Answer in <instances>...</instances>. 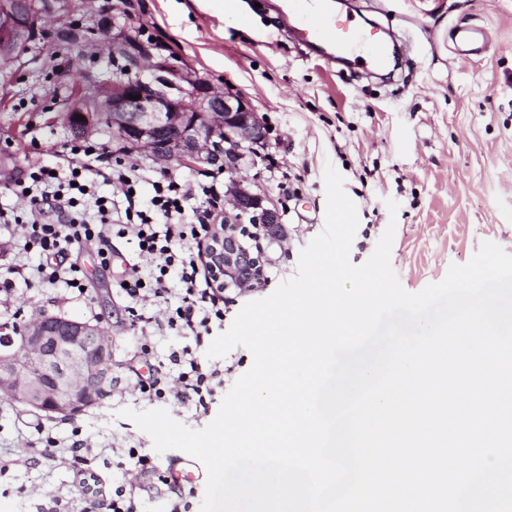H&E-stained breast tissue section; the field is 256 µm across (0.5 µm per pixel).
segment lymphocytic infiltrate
<instances>
[{
  "mask_svg": "<svg viewBox=\"0 0 512 512\" xmlns=\"http://www.w3.org/2000/svg\"><path fill=\"white\" fill-rule=\"evenodd\" d=\"M100 177L111 179L120 202L101 199L96 191ZM143 178L141 168L114 158L112 151L75 143L55 167L19 173L12 191L28 205L13 217L0 210V222L20 228L24 252L40 258L23 278L29 286L61 285L70 292L81 291L86 274L74 254L95 250L100 266L106 268L112 264L113 240L132 244L137 261L123 271L116 288L132 324L144 335L171 332L184 344L170 353V370L149 368L136 375L129 387L149 402L183 404L204 413L231 372L229 366L201 358L210 337L224 328V295L211 287L200 250L216 219L212 208L224 193V180L217 171L205 181L164 176L153 181V194L145 199L138 192ZM192 200L197 203L193 209L188 206ZM173 276L182 288L177 304L170 306L167 282ZM25 446L21 455L0 458V478L20 467L84 463L92 442L76 426L66 442L40 433L26 440ZM127 454L136 472L148 478V485H119L111 497L92 500L87 512H140L147 489L168 501V512H190L194 490L185 485L176 460L162 467L137 449H128Z\"/></svg>",
  "mask_w": 512,
  "mask_h": 512,
  "instance_id": "lymphocytic-infiltrate-1",
  "label": "lymphocytic infiltrate"
}]
</instances>
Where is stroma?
I'll return each instance as SVG.
<instances>
[{"mask_svg":"<svg viewBox=\"0 0 512 512\" xmlns=\"http://www.w3.org/2000/svg\"><path fill=\"white\" fill-rule=\"evenodd\" d=\"M74 2L87 24L105 17L142 28L160 54L179 55L216 89L245 97L268 127L265 147L246 156L239 174L274 201L289 246L268 249L263 286L225 294V323L294 275L301 249L324 227L329 164L343 175L358 211L351 262L364 263L395 223L391 265L408 292L441 281L483 242L512 254V0H353L349 12L360 26L380 24L411 46L384 77L312 56L276 21L275 6L287 0H240L238 14L225 0H112L106 11L103 0ZM457 25L485 28V52L456 56L448 31ZM112 73L100 42L54 53L35 42L18 59L0 63V209L24 208L9 189L20 170L55 164L57 152L76 140L119 150L106 123L79 137L66 119L76 88L104 84ZM390 199L399 204L397 214L388 212ZM115 247L120 259L107 270L93 251L80 254L89 280L83 295L17 282L13 307L0 309V324L35 312L97 322L112 344L116 375L131 378L135 332L113 281L133 247L122 240ZM225 362L232 372L208 412L172 404L174 419L201 429L215 418L226 387L250 368L252 355L238 347ZM148 406L126 391L81 414L49 417L0 398V456L20 455L21 436L35 427L63 439L78 426L91 436L88 467L97 475L86 482L69 466L17 470L0 482V512H32L51 494L64 496L68 512H85L113 484L135 480L136 472L112 451L132 447L150 455L153 443L116 412Z\"/></svg>","mask_w":512,"mask_h":512,"instance_id":"stroma-1","label":"stroma"}]
</instances>
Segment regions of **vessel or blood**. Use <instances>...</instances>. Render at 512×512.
Returning <instances> with one entry per match:
<instances>
[{
  "mask_svg": "<svg viewBox=\"0 0 512 512\" xmlns=\"http://www.w3.org/2000/svg\"><path fill=\"white\" fill-rule=\"evenodd\" d=\"M287 8L297 35L319 47L323 60L341 57L361 62L363 69L370 71L388 68L391 52L379 32L358 27L350 17L327 11L322 0H288ZM450 39L457 54L468 57L482 51L486 34L478 26L455 27Z\"/></svg>",
  "mask_w": 512,
  "mask_h": 512,
  "instance_id": "1",
  "label": "vessel or blood"
}]
</instances>
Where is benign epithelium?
Segmentation results:
<instances>
[{"mask_svg":"<svg viewBox=\"0 0 512 512\" xmlns=\"http://www.w3.org/2000/svg\"><path fill=\"white\" fill-rule=\"evenodd\" d=\"M29 27L12 0L0 3L1 59L15 55ZM110 50L112 60L126 65L124 74L112 77L100 107L85 102L86 91L76 92L69 125L85 131L92 112H102L128 153L144 152L163 167L174 161L224 166V222L210 225L203 262L214 288L256 287L267 258L264 246H244L247 225L271 244L281 237L275 203L237 176L240 149L264 143L256 112L239 94L215 89L174 55H155L152 44L122 27L112 33ZM221 136L224 149L217 151L213 143ZM110 363L112 347L98 324L44 312L14 334L0 326V394L26 408L64 417L98 405L112 387Z\"/></svg>","mask_w":512,"mask_h":512,"instance_id":"benign-epithelium-1","label":"benign epithelium"}]
</instances>
